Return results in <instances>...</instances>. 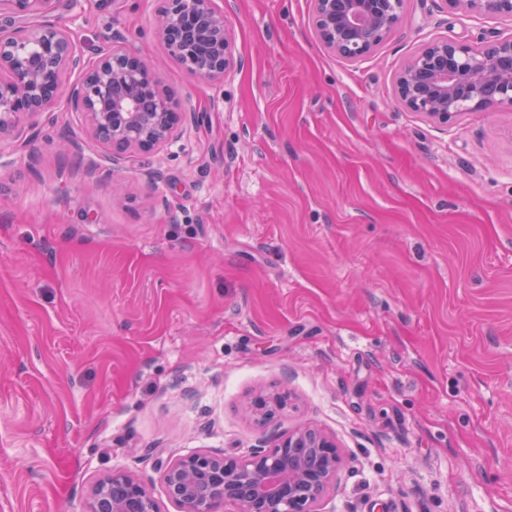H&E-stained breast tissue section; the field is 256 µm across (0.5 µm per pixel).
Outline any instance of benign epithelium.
I'll use <instances>...</instances> for the list:
<instances>
[{"label": "benign epithelium", "mask_w": 512, "mask_h": 512, "mask_svg": "<svg viewBox=\"0 0 512 512\" xmlns=\"http://www.w3.org/2000/svg\"><path fill=\"white\" fill-rule=\"evenodd\" d=\"M457 11L512 18V0H441ZM314 29L324 46L357 63L401 23L398 0H312ZM55 0H0V138L17 132L19 118L64 107L87 118L86 131L113 164L130 154L168 146L186 123L159 79L112 33L94 60L78 52L73 35L54 15ZM30 23L13 27L14 16ZM170 55L189 71L220 80L235 64L224 11L215 0H167L155 27ZM78 81L63 83L68 72ZM396 101L446 124L462 111L512 106V37L470 42L430 41L396 72ZM250 412L269 418L288 411V392L259 393ZM341 453L336 439L313 427L298 429L270 448L243 457L192 453L169 464L164 482L185 512H323L336 484ZM86 512H159L147 486L114 470L92 487Z\"/></svg>", "instance_id": "obj_1"}]
</instances>
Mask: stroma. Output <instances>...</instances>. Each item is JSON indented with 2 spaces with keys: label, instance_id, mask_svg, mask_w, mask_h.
Returning a JSON list of instances; mask_svg holds the SVG:
<instances>
[{
  "label": "stroma",
  "instance_id": "obj_1",
  "mask_svg": "<svg viewBox=\"0 0 512 512\" xmlns=\"http://www.w3.org/2000/svg\"><path fill=\"white\" fill-rule=\"evenodd\" d=\"M163 0H57L179 105L180 138L106 174L82 115L0 140V512H85L118 469L181 512L165 467L312 425L342 451L326 512H512V108L400 107L424 43L512 20L403 0L350 63L311 0H216L238 67L190 73ZM287 390V414L247 411Z\"/></svg>",
  "mask_w": 512,
  "mask_h": 512
}]
</instances>
